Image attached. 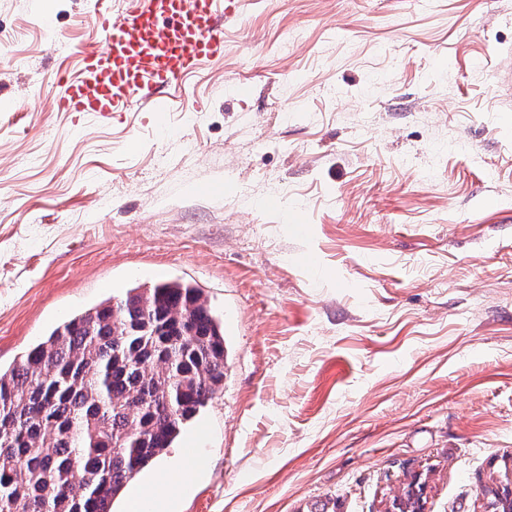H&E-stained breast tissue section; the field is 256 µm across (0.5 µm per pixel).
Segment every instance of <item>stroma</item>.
Here are the masks:
<instances>
[{
  "label": "stroma",
  "mask_w": 512,
  "mask_h": 512,
  "mask_svg": "<svg viewBox=\"0 0 512 512\" xmlns=\"http://www.w3.org/2000/svg\"><path fill=\"white\" fill-rule=\"evenodd\" d=\"M131 3L0 0V366L190 281L227 359L162 456L198 448L172 512H383L426 467L428 512H484L512 483V0H245L165 118L57 111Z\"/></svg>",
  "instance_id": "1"
}]
</instances>
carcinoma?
<instances>
[{
    "mask_svg": "<svg viewBox=\"0 0 512 512\" xmlns=\"http://www.w3.org/2000/svg\"><path fill=\"white\" fill-rule=\"evenodd\" d=\"M224 326L161 280L56 326L0 368V512H112L224 386Z\"/></svg>",
    "mask_w": 512,
    "mask_h": 512,
    "instance_id": "carcinoma-1",
    "label": "carcinoma"
}]
</instances>
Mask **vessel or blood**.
Returning a JSON list of instances; mask_svg holds the SVG:
<instances>
[{
    "mask_svg": "<svg viewBox=\"0 0 512 512\" xmlns=\"http://www.w3.org/2000/svg\"><path fill=\"white\" fill-rule=\"evenodd\" d=\"M244 0H137L120 20L100 15L101 50L86 53L76 75H58L59 111L103 116L144 103L169 111L172 92L201 63L224 53V25Z\"/></svg>",
    "mask_w": 512,
    "mask_h": 512,
    "instance_id": "1",
    "label": "vessel or blood"
}]
</instances>
